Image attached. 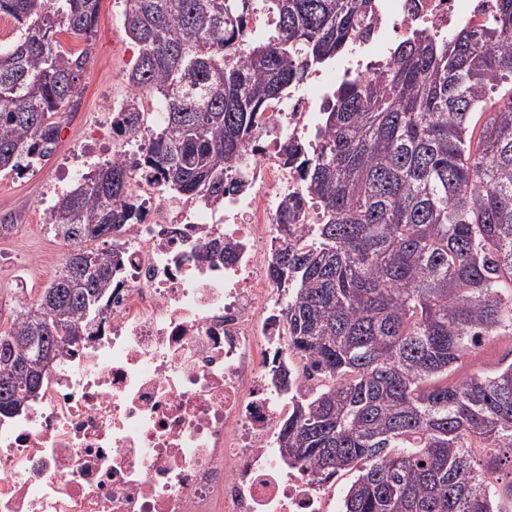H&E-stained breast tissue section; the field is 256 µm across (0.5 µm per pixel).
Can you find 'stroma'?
<instances>
[{
  "label": "stroma",
  "instance_id": "stroma-1",
  "mask_svg": "<svg viewBox=\"0 0 512 512\" xmlns=\"http://www.w3.org/2000/svg\"><path fill=\"white\" fill-rule=\"evenodd\" d=\"M123 10V0L100 2L93 53L81 77V104L76 112L64 115L54 154L23 176L0 175V214L10 212L20 220L17 234L0 239V309L10 310L19 300L36 301L65 262L66 245L42 221L56 188H69L94 164L112 158L111 140H103L91 151L86 145L91 126L110 129L113 103L131 92L127 75L137 61L139 47L124 33ZM511 352L512 338L485 340L477 354L448 380L453 383L473 373L493 371Z\"/></svg>",
  "mask_w": 512,
  "mask_h": 512
}]
</instances>
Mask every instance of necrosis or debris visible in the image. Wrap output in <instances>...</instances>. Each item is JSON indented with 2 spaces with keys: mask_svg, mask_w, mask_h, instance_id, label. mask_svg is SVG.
Wrapping results in <instances>:
<instances>
[{
  "mask_svg": "<svg viewBox=\"0 0 512 512\" xmlns=\"http://www.w3.org/2000/svg\"><path fill=\"white\" fill-rule=\"evenodd\" d=\"M493 0H377L369 39L259 124L246 190L221 206L158 199L131 168L137 223L112 236L121 268L102 325L49 373L24 412L0 421V512H332L331 477L285 466L277 431L290 393L311 387L273 315L270 276L284 245L311 241L321 210L304 200L289 239L275 204L299 189L286 143L312 144L329 90L375 75L385 42L483 25ZM223 241V258L203 246ZM291 392L273 384L279 372Z\"/></svg>",
  "mask_w": 512,
  "mask_h": 512,
  "instance_id": "obj_1",
  "label": "necrosis or debris"
}]
</instances>
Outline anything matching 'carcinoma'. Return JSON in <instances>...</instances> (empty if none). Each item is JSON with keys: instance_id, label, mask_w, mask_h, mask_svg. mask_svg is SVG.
I'll use <instances>...</instances> for the list:
<instances>
[{"instance_id": "1", "label": "carcinoma", "mask_w": 512, "mask_h": 512, "mask_svg": "<svg viewBox=\"0 0 512 512\" xmlns=\"http://www.w3.org/2000/svg\"><path fill=\"white\" fill-rule=\"evenodd\" d=\"M99 2L0 0L19 30L0 47V172L21 176L56 150ZM124 3L140 54L112 126L141 130L154 99L150 146L132 166L207 206L243 189L258 113L369 36L375 12V0ZM257 10L277 19L262 40L247 26ZM63 31L84 48H64ZM315 142L285 146L304 176L277 220L288 232L309 198L321 222L271 263L288 351L319 380L280 424L281 456L324 475L357 469L342 512H512L494 484L512 467V362L435 383L486 337L512 336V0H496L480 29L402 40L380 76L338 85ZM128 173L104 163L50 207L69 253L38 301L0 324V417L101 326L121 261L95 242L132 221Z\"/></svg>"}]
</instances>
